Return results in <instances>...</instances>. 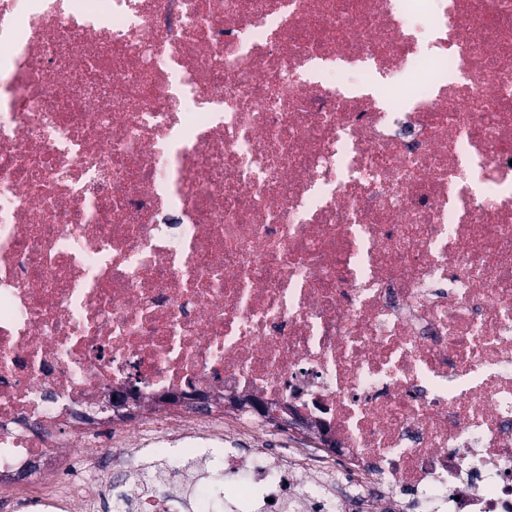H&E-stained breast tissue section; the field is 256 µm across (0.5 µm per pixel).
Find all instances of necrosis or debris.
I'll list each match as a JSON object with an SVG mask.
<instances>
[{"label": "necrosis or debris", "instance_id": "necrosis-or-debris-1", "mask_svg": "<svg viewBox=\"0 0 512 512\" xmlns=\"http://www.w3.org/2000/svg\"><path fill=\"white\" fill-rule=\"evenodd\" d=\"M103 427L113 512H512V0H0V494ZM264 438L288 448H310L300 438L298 432L286 431L270 423L264 428Z\"/></svg>", "mask_w": 512, "mask_h": 512}]
</instances>
